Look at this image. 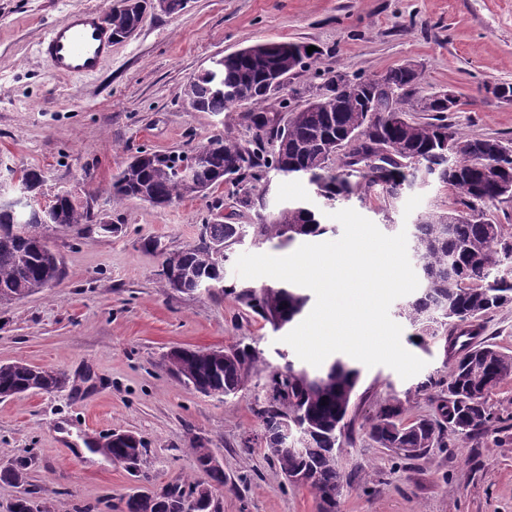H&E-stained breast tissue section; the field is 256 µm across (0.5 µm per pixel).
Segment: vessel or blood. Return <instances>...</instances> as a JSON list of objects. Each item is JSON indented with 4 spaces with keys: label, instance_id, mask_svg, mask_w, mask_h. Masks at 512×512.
<instances>
[{
    "label": "vessel or blood",
    "instance_id": "vessel-or-blood-1",
    "mask_svg": "<svg viewBox=\"0 0 512 512\" xmlns=\"http://www.w3.org/2000/svg\"><path fill=\"white\" fill-rule=\"evenodd\" d=\"M112 43V30L103 15L84 11L52 27L40 44V53L55 73L87 76L99 70Z\"/></svg>",
    "mask_w": 512,
    "mask_h": 512
}]
</instances>
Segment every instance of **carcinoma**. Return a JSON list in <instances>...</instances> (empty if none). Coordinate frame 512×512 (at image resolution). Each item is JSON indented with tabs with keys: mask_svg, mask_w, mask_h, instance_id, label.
I'll list each match as a JSON object with an SVG mask.
<instances>
[{
	"mask_svg": "<svg viewBox=\"0 0 512 512\" xmlns=\"http://www.w3.org/2000/svg\"><path fill=\"white\" fill-rule=\"evenodd\" d=\"M154 0H121L112 14V32L121 37L138 25ZM285 42L259 43L224 56L220 77L224 92L210 89V79L202 74L184 90L198 112L221 113L239 105L250 106L244 116L252 131L243 143L216 134L206 144L205 156L194 161L197 150L189 153L137 152L113 178L110 195L115 201L138 198L164 209L186 198L205 194L224 174L238 167L241 177L234 184L235 203L251 209L261 197L254 194L256 171L267 170L281 176L305 177L320 182L334 201L358 196L365 205L378 204L385 221L407 182L421 165L440 183L456 194L455 207L429 213L411 224L410 238L420 275L421 288L400 306V315L417 327L419 343L438 335L440 327L451 326L445 348L451 349L454 363L446 388L434 397L438 418H421L411 423L402 419L404 407L394 400L379 408L369 421L371 438L381 448L405 458H415L432 447L449 431L463 438L484 429L491 420L487 399L512 377V352L494 344L467 345L463 336H475L471 328L485 313L512 302V280L487 282L490 270L504 260L512 261V236L486 219V208L504 196L501 183H512V166L500 169L495 139L448 137V114L442 111L431 122H416L407 113L417 111L413 98L421 73L402 65L384 77V89L371 87L364 101L353 93L336 95L330 82L317 103L289 108L288 99L276 108L265 103L273 96L266 86L275 72L293 68ZM453 140L460 164L448 167V148ZM196 162L191 182L175 171L176 162ZM358 181L351 180V176ZM60 226L72 228L96 223L91 204L78 205L68 194L55 196ZM463 206L461 213L456 207ZM49 225L39 211L27 206L19 214L0 207V304H9L43 289L47 281L61 278L60 261L49 248L45 231ZM254 239L275 235L288 242L317 237L328 232L321 210L306 204H289L259 222L226 224L220 220L202 224L200 237L184 249L167 255L162 266L181 279L185 291L226 289L236 293L239 302L276 328L291 323L301 314L307 297L293 287L252 288L224 286V262L240 245L247 229ZM253 350L224 352V359L210 358L205 352L182 348L169 362V370L196 391L238 393L250 369L257 363ZM360 377V370L343 360H335L321 371L288 369L272 378L276 395L255 410L262 426V441L268 455L287 480L302 475L304 486L314 494L321 512H338L342 477L336 463L337 450L344 437V419ZM66 384V375L42 371L23 362L0 365V397H10L31 389L54 392ZM288 421V435L280 423ZM103 452L122 460L134 471L146 452L143 444L125 442ZM200 469L214 485H190L210 512L213 486L224 485V470L208 465L212 450L200 444L192 449ZM0 482L24 489L15 499L11 512H44L27 489V467L23 462L0 468ZM180 485L160 493L130 496L123 512H184Z\"/></svg>",
	"mask_w": 512,
	"mask_h": 512,
	"instance_id": "carcinoma-1",
	"label": "carcinoma"
}]
</instances>
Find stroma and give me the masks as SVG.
<instances>
[{"mask_svg": "<svg viewBox=\"0 0 512 512\" xmlns=\"http://www.w3.org/2000/svg\"><path fill=\"white\" fill-rule=\"evenodd\" d=\"M117 2L0 0V195L15 196L17 176L37 169L43 183L33 204L47 206L62 190L82 204L93 188L114 226L49 230L63 278L0 306V364L23 361L69 376L62 390L0 399V468L25 462L33 497L48 512H121L137 493L209 483L191 452L201 443L224 470L218 512H318L313 494L290 484L267 456L255 414L273 371L305 366L284 330L234 295L186 294L161 274L166 254L197 240L209 199L162 211L135 198L115 203L112 178L143 148L188 152L218 131L249 139L245 107L196 112L183 89L213 58L269 40L314 49L288 78L291 107L315 96L319 78L378 79L413 64L422 73L418 96L457 95L448 115L456 133L512 143V103L489 92L512 85V0H187L175 13L147 12L96 74H55L38 52L48 31L72 12L105 13ZM455 198L434 180L404 190L389 224L354 199L334 208L360 211L394 235ZM401 343L425 366L408 379L383 365L361 368L337 453L339 512H512V379L489 399L492 419L474 437L445 435L413 459L371 439L369 419L392 397L407 419L436 416L451 363L444 341L417 344L406 323ZM245 346L260 360L230 397L195 392L165 363L179 347ZM114 432L146 444L136 472L89 451V442Z\"/></svg>", "mask_w": 512, "mask_h": 512, "instance_id": "35a3bbf8", "label": "stroma"}]
</instances>
